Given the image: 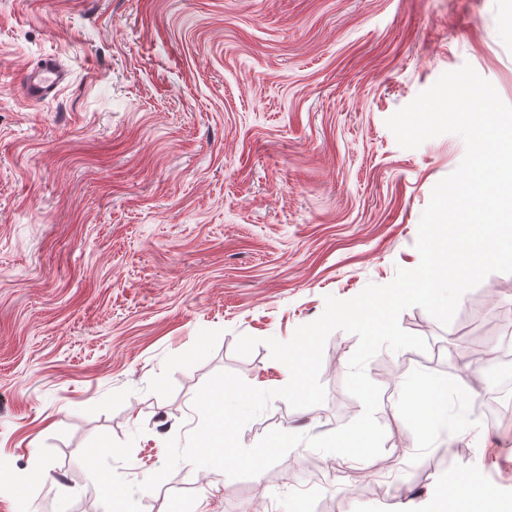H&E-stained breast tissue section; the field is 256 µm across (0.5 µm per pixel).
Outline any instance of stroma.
<instances>
[{
    "mask_svg": "<svg viewBox=\"0 0 512 512\" xmlns=\"http://www.w3.org/2000/svg\"><path fill=\"white\" fill-rule=\"evenodd\" d=\"M512 0H0V512L30 499L104 512L80 453L132 440L113 462L138 483L166 441L198 424L199 388L226 370L260 389L290 379L288 341L326 296L347 300L420 262L434 186L461 137L398 145L386 120L471 65L512 105ZM55 57L69 78L42 101L26 74ZM512 274L460 299L449 325L401 312L427 352L383 347L382 453L355 464L300 445L248 479L179 463L142 512H295L291 477L318 482L304 512H480L469 427L488 434L482 481L512 488V386L502 415L475 356L503 348ZM258 338L246 356L235 345ZM354 334L328 336L322 404L273 400L242 429L320 435L363 412L345 388ZM438 390L422 429L413 382Z\"/></svg>",
    "mask_w": 512,
    "mask_h": 512,
    "instance_id": "35a3bbf8",
    "label": "stroma"
}]
</instances>
